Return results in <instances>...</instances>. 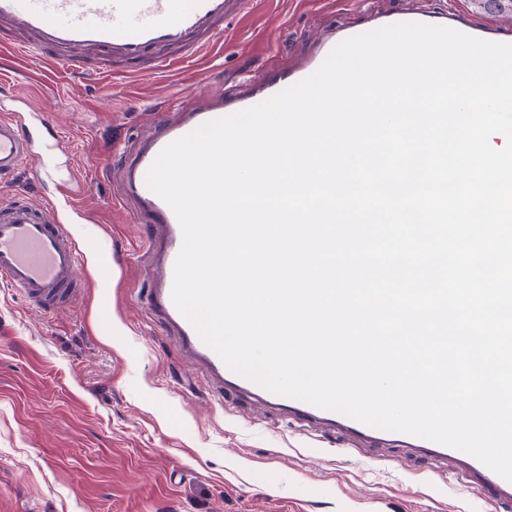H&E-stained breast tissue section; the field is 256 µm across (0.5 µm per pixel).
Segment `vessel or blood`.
<instances>
[{
  "instance_id": "b4317fda",
  "label": "vessel or blood",
  "mask_w": 512,
  "mask_h": 512,
  "mask_svg": "<svg viewBox=\"0 0 512 512\" xmlns=\"http://www.w3.org/2000/svg\"><path fill=\"white\" fill-rule=\"evenodd\" d=\"M252 9L253 0H0V45L89 75L110 72L141 77L170 71L175 63L196 58L202 50L221 44L227 25ZM356 34L353 28L340 32L325 28L313 59L295 73V80L314 73L337 44ZM285 87V82L271 76L249 83L240 93L228 97L219 93L180 110L176 119L158 122L125 160L122 191L138 204L136 221L153 227L154 240L146 255L155 271V281L147 309L174 328L184 348L202 368L217 402L248 393L280 407L299 426L339 424L364 440L388 438L423 449L431 459L448 460L453 448L364 425L274 394L236 375L202 342L172 301L173 268L182 245V231L171 208L147 187L148 168L175 139L205 122L256 105ZM48 124L42 112L0 119L1 178L26 169L41 181L51 177V160L61 147L44 141L42 132ZM81 257L77 243L52 208L24 199L0 206V283L16 288L29 308L47 314L75 300ZM458 478L464 483H477L490 502L512 503V482L475 458H468Z\"/></svg>"
}]
</instances>
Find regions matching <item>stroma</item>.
<instances>
[{
    "mask_svg": "<svg viewBox=\"0 0 512 512\" xmlns=\"http://www.w3.org/2000/svg\"><path fill=\"white\" fill-rule=\"evenodd\" d=\"M455 9L491 26L512 20L476 12L471 0H255L222 45L173 74L138 80L87 76L0 48L6 109L46 111L71 146L72 197L20 172L0 179V204L56 200L78 245L95 239L118 280L80 275L81 299L51 314L30 309L0 284V512H492L416 448L381 443L343 453L344 441L287 426L275 406L235 400L225 409L178 339L144 297L149 225L131 221L117 195L123 150L174 117L173 80L231 92L270 61L300 62L327 25H365L370 14ZM120 347L105 343L113 321Z\"/></svg>",
    "mask_w": 512,
    "mask_h": 512,
    "instance_id": "stroma-1",
    "label": "stroma"
}]
</instances>
